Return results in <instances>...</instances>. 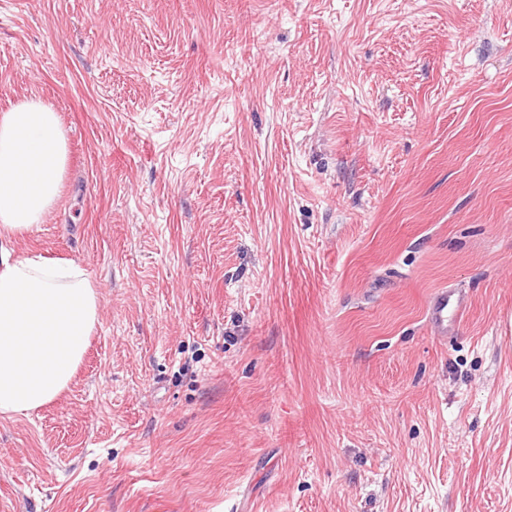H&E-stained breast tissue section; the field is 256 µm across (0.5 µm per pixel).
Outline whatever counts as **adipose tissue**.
<instances>
[{
    "label": "adipose tissue",
    "instance_id": "adipose-tissue-1",
    "mask_svg": "<svg viewBox=\"0 0 512 512\" xmlns=\"http://www.w3.org/2000/svg\"><path fill=\"white\" fill-rule=\"evenodd\" d=\"M56 112L30 98L0 113V415L64 391L99 322V294L72 261L23 256L15 236L42 223L67 164Z\"/></svg>",
    "mask_w": 512,
    "mask_h": 512
}]
</instances>
